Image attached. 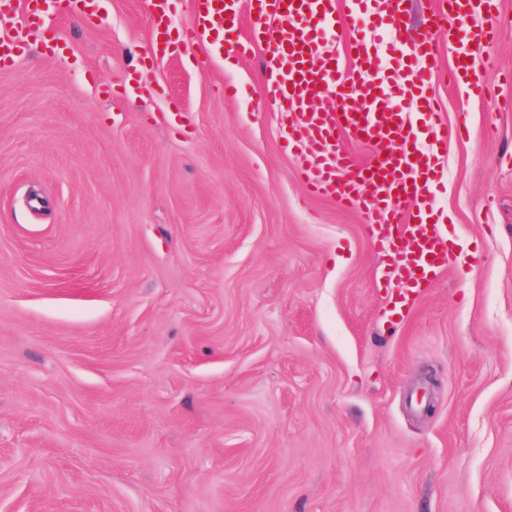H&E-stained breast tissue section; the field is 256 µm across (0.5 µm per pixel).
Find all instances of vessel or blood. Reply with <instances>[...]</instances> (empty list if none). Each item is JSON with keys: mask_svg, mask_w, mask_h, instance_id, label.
Listing matches in <instances>:
<instances>
[{"mask_svg": "<svg viewBox=\"0 0 512 512\" xmlns=\"http://www.w3.org/2000/svg\"><path fill=\"white\" fill-rule=\"evenodd\" d=\"M443 19L461 30L466 49L456 57L449 74L454 80L467 77L471 52L495 36V12L491 0H449ZM403 0H348L339 11L336 0H253L254 27L264 46L266 72L276 73L271 95L285 127L288 147L301 162L298 179L309 194L326 197L341 208L360 209L363 221L394 233L388 257L390 275L400 279L402 301L420 288L431 287L448 264V239L441 225L420 219L437 191L433 179L435 161L449 141L468 136L463 124L448 123L428 93L433 58L431 31L397 49L389 79L375 66L363 22L368 18L385 23L388 33H400ZM238 0H198L196 22L189 41L228 57L244 55L247 44L225 43L224 35L235 26ZM343 22L345 32L355 34V65L340 74L334 58L323 57L320 40L324 29ZM335 90L340 111L314 107L328 90ZM419 102L429 117L427 128L410 124L393 101ZM357 137H377L387 150L366 168L343 177L350 159L336 153L339 132Z\"/></svg>", "mask_w": 512, "mask_h": 512, "instance_id": "b4317fda", "label": "vessel or blood"}]
</instances>
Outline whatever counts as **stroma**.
<instances>
[{
	"label": "stroma",
	"instance_id": "obj_1",
	"mask_svg": "<svg viewBox=\"0 0 512 512\" xmlns=\"http://www.w3.org/2000/svg\"><path fill=\"white\" fill-rule=\"evenodd\" d=\"M452 83L397 310L384 242L310 195L262 50L205 59L178 0H52L0 68V512H512V0ZM236 93L227 96L225 85ZM438 383L432 410L420 398Z\"/></svg>",
	"mask_w": 512,
	"mask_h": 512
}]
</instances>
